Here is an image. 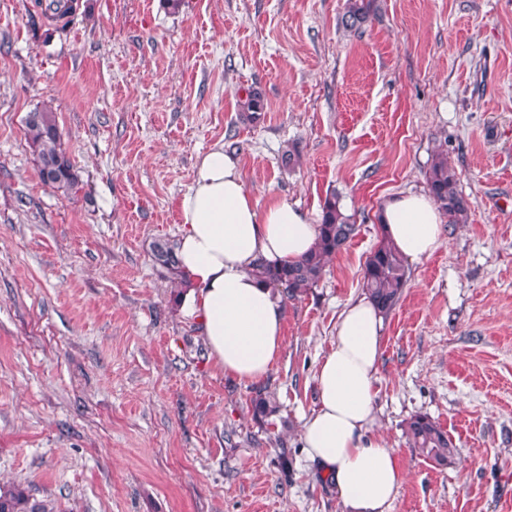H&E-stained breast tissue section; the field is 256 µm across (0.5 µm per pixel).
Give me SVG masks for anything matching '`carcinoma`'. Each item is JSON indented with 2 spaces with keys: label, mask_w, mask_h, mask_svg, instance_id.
<instances>
[{
  "label": "carcinoma",
  "mask_w": 512,
  "mask_h": 512,
  "mask_svg": "<svg viewBox=\"0 0 512 512\" xmlns=\"http://www.w3.org/2000/svg\"><path fill=\"white\" fill-rule=\"evenodd\" d=\"M376 0H347L341 25L348 31H358L374 14ZM73 12L71 0H50L45 4L44 17L62 21L54 31L66 30ZM248 121L259 118L264 109L261 93L247 90L241 105ZM26 136L36 156L37 170L42 183L64 194L80 190L79 176L63 148L62 134L54 112L48 108L33 111L26 122ZM429 193L438 209L450 224L467 223L471 202L458 189L457 177L448 165V153L439 145L426 173ZM358 225L340 204L339 197L327 198L322 208L319 237L316 248L300 260L282 265L257 261L253 272L261 280L280 291L284 299H296L316 286L325 273L329 259L340 252L356 236ZM151 253L156 264L174 276L177 284L186 287V280L178 270L175 244L159 240L152 244ZM409 272L406 260L388 240L386 233L370 253L363 273V291L388 316L399 304L407 287ZM253 414L262 419L277 413V406L259 392L252 400ZM408 445L418 455L437 466H446L455 454L452 438L437 422L424 414L412 416L405 424ZM0 512H60L55 502L38 499L20 485L0 487Z\"/></svg>",
  "instance_id": "obj_1"
}]
</instances>
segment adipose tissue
Masks as SVG:
<instances>
[{"mask_svg": "<svg viewBox=\"0 0 512 512\" xmlns=\"http://www.w3.org/2000/svg\"><path fill=\"white\" fill-rule=\"evenodd\" d=\"M379 221L407 260L428 257L442 243L443 216L426 195L388 198ZM180 223L185 315L200 323L209 357L225 375L264 380L283 349L285 306L253 264L300 259L318 240L317 224L286 201L258 210L237 160L220 143L199 158L180 201ZM382 322L367 297L346 303L317 367V406L301 434L307 457L333 482L348 512H390L403 480L395 452L373 431Z\"/></svg>", "mask_w": 512, "mask_h": 512, "instance_id": "obj_1", "label": "adipose tissue"}]
</instances>
